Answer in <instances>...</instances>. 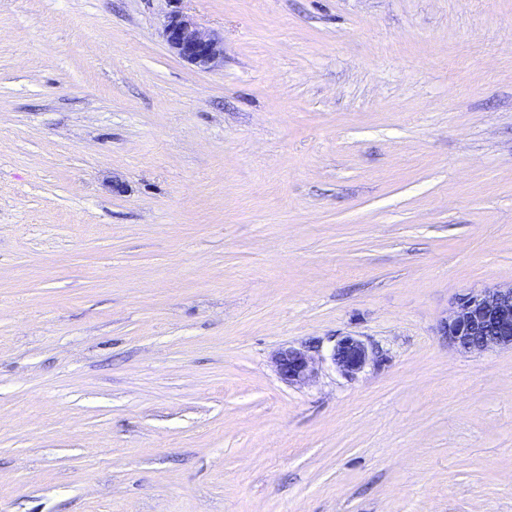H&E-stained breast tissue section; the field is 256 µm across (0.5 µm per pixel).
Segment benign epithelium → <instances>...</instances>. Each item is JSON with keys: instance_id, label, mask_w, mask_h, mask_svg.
<instances>
[{"instance_id": "obj_1", "label": "benign epithelium", "mask_w": 512, "mask_h": 512, "mask_svg": "<svg viewBox=\"0 0 512 512\" xmlns=\"http://www.w3.org/2000/svg\"><path fill=\"white\" fill-rule=\"evenodd\" d=\"M163 39L178 58L201 70H210L224 60V42L200 29L180 10L169 13L163 23ZM448 343L467 352L494 347H512V287L470 291L457 298L441 326ZM374 352L362 340L344 336L331 352V362L345 376L360 372L373 360ZM279 378L289 385H302L316 375V361L307 346H285L273 357Z\"/></svg>"}]
</instances>
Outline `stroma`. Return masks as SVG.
<instances>
[{
  "instance_id": "1",
  "label": "stroma",
  "mask_w": 512,
  "mask_h": 512,
  "mask_svg": "<svg viewBox=\"0 0 512 512\" xmlns=\"http://www.w3.org/2000/svg\"><path fill=\"white\" fill-rule=\"evenodd\" d=\"M170 7L0 0V512H512V0ZM162 35L174 55L201 70L213 69L224 60L223 39L200 29L180 10H174L166 17ZM448 343L467 352L512 347V286L470 291L457 298L441 326ZM374 352L362 340L344 336L331 352V362L345 376H354L373 360ZM279 378L289 385H302L316 375V361L307 346H285L273 357Z\"/></svg>"
}]
</instances>
